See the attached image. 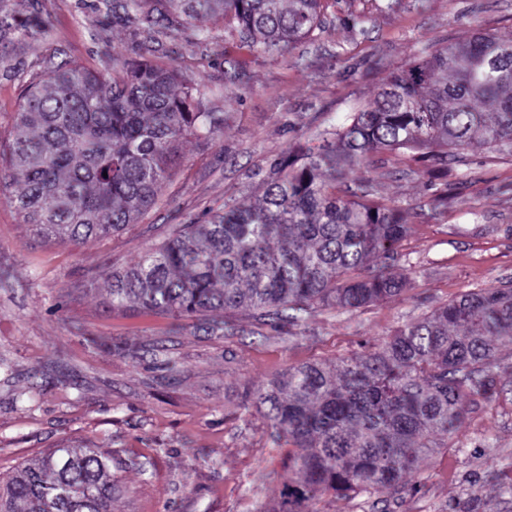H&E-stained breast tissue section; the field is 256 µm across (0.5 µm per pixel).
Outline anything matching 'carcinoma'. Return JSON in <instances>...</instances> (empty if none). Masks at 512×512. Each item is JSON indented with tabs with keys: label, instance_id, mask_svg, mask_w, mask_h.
I'll return each mask as SVG.
<instances>
[{
	"label": "carcinoma",
	"instance_id": "cac0c4a2",
	"mask_svg": "<svg viewBox=\"0 0 512 512\" xmlns=\"http://www.w3.org/2000/svg\"><path fill=\"white\" fill-rule=\"evenodd\" d=\"M0 0V44L49 29ZM138 32L171 36L224 16L267 51L320 28L325 0H101ZM170 67L112 58V76L64 62L26 86L0 185L49 242L118 233L154 206L183 140H210L224 113ZM512 155V39L478 31L392 70L347 122L301 158L283 156L252 205L224 203L206 224H182L122 271L105 272L109 304L173 320L248 308L299 326L318 308L356 309L401 293L394 271L404 214L350 179L375 155L448 166V154ZM512 288L470 290L404 325L363 357L290 368L254 392L270 439L294 448L287 491L263 512H307L326 495L396 490L448 447L469 406L507 393ZM112 456L53 448L0 480V512H112Z\"/></svg>",
	"mask_w": 512,
	"mask_h": 512
}]
</instances>
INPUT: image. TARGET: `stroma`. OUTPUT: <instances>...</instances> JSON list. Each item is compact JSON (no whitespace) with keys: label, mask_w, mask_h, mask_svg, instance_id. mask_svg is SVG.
<instances>
[{"label":"stroma","mask_w":512,"mask_h":512,"mask_svg":"<svg viewBox=\"0 0 512 512\" xmlns=\"http://www.w3.org/2000/svg\"><path fill=\"white\" fill-rule=\"evenodd\" d=\"M50 19L46 35L0 49V150L24 80L67 59L101 70L102 53L175 65L202 107L226 113L223 133L187 139L156 206L124 231L47 244L0 189V476L62 445L119 463L114 512H262L288 483L291 447L268 439L252 392L291 367L369 353L464 291L512 284V156L476 148L448 164V205L433 215L425 170L374 160L355 170L406 215L395 270L400 295L354 310L322 308L301 326L253 311L230 330L111 308L102 266L124 269L171 225L207 223L225 200L254 202L271 164L344 121L392 69L473 29L512 37V0H327L317 41L280 52L246 43L224 18L146 39L105 18L100 0H12ZM210 40L196 41L198 30ZM317 512H512V402L471 406L452 443L410 473L400 494L323 496Z\"/></svg>","instance_id":"1"}]
</instances>
